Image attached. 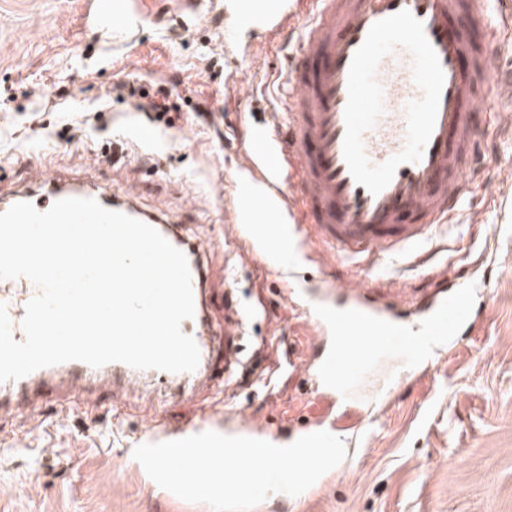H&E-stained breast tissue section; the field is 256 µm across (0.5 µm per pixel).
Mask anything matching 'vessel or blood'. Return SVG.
I'll return each instance as SVG.
<instances>
[{"label": "vessel or blood", "mask_w": 512, "mask_h": 512, "mask_svg": "<svg viewBox=\"0 0 512 512\" xmlns=\"http://www.w3.org/2000/svg\"><path fill=\"white\" fill-rule=\"evenodd\" d=\"M103 0H86L84 23L122 35L135 19L104 13ZM483 0H281L262 22L269 35L297 31V53L280 74L279 110L261 127L278 160L260 175L293 218L307 221L312 237L352 264H374L428 244L456 214L465 177L483 158L476 112L481 91L495 90V111H512V70L492 64L491 30ZM136 191L114 197L111 210L155 228L189 263L194 316L181 328L194 338L200 363L191 373L137 370L114 362L94 368L70 361L0 383V414L20 417L45 395L67 402L108 391L113 401L139 391L154 398L171 388L194 392L232 376L242 364L245 310L229 286L235 267L215 278L198 246L178 225L136 206ZM65 198L103 200L83 184H63L31 196L41 211ZM226 286L224 324L204 306L206 292ZM30 279H0V304L14 340L25 338L26 304L38 296ZM382 305L372 289L350 280L314 294L307 310L326 340L313 380L324 399H335L376 356L402 343L408 326L424 336H451L474 322L464 283H443L419 312Z\"/></svg>", "instance_id": "1"}]
</instances>
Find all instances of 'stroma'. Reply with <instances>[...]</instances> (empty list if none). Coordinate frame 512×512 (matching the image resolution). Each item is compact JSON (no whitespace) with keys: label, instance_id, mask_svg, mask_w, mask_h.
<instances>
[{"label":"stroma","instance_id":"obj_1","mask_svg":"<svg viewBox=\"0 0 512 512\" xmlns=\"http://www.w3.org/2000/svg\"><path fill=\"white\" fill-rule=\"evenodd\" d=\"M138 40L108 46L82 20L84 0H0V205L44 193V180L87 181L180 227L212 269L238 265L234 288L259 310L244 337L253 364L231 387L146 403L137 396L61 406L44 401L0 422V512H212L160 488L133 457L151 423L156 442L198 430L288 441L307 432L322 405L298 365L314 330L299 299L352 266L324 259L279 269L255 239L226 242L241 223L245 153L264 145L251 129L267 117L284 37L241 33L227 0H127ZM166 88L178 112L163 118L122 97V85ZM485 164L467 178L446 236L418 264L392 259L362 268L405 309L436 279L468 276L485 287L482 312L426 366L383 355L348 402L339 427L350 451L297 497L268 498L252 512H512V123L480 120Z\"/></svg>","mask_w":512,"mask_h":512}]
</instances>
